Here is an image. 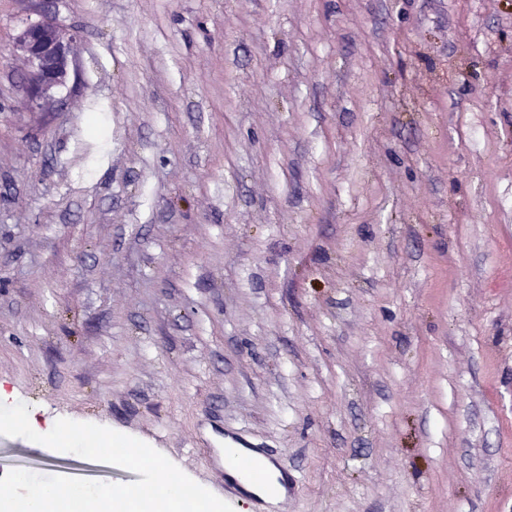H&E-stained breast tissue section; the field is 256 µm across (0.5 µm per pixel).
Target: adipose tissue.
I'll return each instance as SVG.
<instances>
[{
	"mask_svg": "<svg viewBox=\"0 0 512 512\" xmlns=\"http://www.w3.org/2000/svg\"><path fill=\"white\" fill-rule=\"evenodd\" d=\"M0 423L10 424L27 430L37 441L56 437L67 449L82 448L91 453L93 447H107L117 441L118 435L109 429L97 432L96 446H88L80 430L61 425L54 419L39 420L34 408L20 407L14 402V396L0 387ZM127 462L146 461L150 464L151 480L146 489L124 488L121 490L103 489L99 492L103 506L112 507L113 512H141L140 495L148 490L167 500L170 505H178L179 491L183 479L174 463L155 460L150 449L136 442H128ZM58 484L52 479H31L17 476L11 486H0V503L9 512H55V499Z\"/></svg>",
	"mask_w": 512,
	"mask_h": 512,
	"instance_id": "1",
	"label": "adipose tissue"
}]
</instances>
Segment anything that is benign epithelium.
<instances>
[{
	"label": "benign epithelium",
	"instance_id": "benign-epithelium-1",
	"mask_svg": "<svg viewBox=\"0 0 512 512\" xmlns=\"http://www.w3.org/2000/svg\"><path fill=\"white\" fill-rule=\"evenodd\" d=\"M74 35L43 16L27 20L15 39V48L31 63L28 75L30 109L41 108V100L52 90L67 84L73 60L70 45Z\"/></svg>",
	"mask_w": 512,
	"mask_h": 512
}]
</instances>
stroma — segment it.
<instances>
[{
    "label": "stroma",
    "mask_w": 512,
    "mask_h": 512,
    "mask_svg": "<svg viewBox=\"0 0 512 512\" xmlns=\"http://www.w3.org/2000/svg\"><path fill=\"white\" fill-rule=\"evenodd\" d=\"M0 384L221 501L238 436L300 479L252 512H512V0H0ZM73 39V34L61 29L48 16L24 22L15 39V48L31 63L27 79L31 110L40 109L44 97L67 84L73 63L70 55Z\"/></svg>",
    "instance_id": "35a3bbf8"
}]
</instances>
